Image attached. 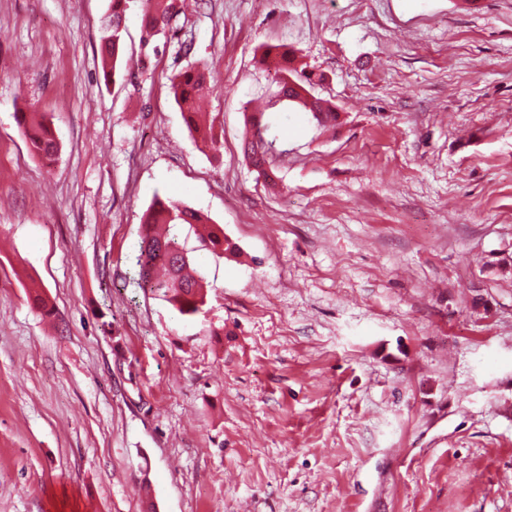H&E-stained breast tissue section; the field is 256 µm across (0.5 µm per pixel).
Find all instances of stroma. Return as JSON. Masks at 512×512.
I'll return each mask as SVG.
<instances>
[{
    "label": "stroma",
    "mask_w": 512,
    "mask_h": 512,
    "mask_svg": "<svg viewBox=\"0 0 512 512\" xmlns=\"http://www.w3.org/2000/svg\"><path fill=\"white\" fill-rule=\"evenodd\" d=\"M111 7L0 0V512H512V0H204L146 45L128 0L107 82ZM264 45L336 125L270 103ZM157 195L234 246L182 226L192 317L133 282ZM127 0H112V12L102 28L101 54L102 72L105 81L114 78L119 57L123 49V32L125 29V12ZM210 74L202 66L180 70L171 78L174 99L181 111L189 130L202 136L206 148L217 150V140L208 134L210 126L207 117L198 109V100L205 94L210 83ZM18 124L28 139L33 153L46 158L57 155L58 143L43 113L21 112ZM252 126L255 127L256 130L252 134L251 139L245 142L244 151L251 159L253 165L260 169L267 178H271L265 166L267 163V155L269 154L273 141L269 142L265 139L264 132L267 128H262L256 118L253 119Z\"/></svg>",
    "instance_id": "1"
}]
</instances>
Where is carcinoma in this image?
Listing matches in <instances>:
<instances>
[{"mask_svg": "<svg viewBox=\"0 0 512 512\" xmlns=\"http://www.w3.org/2000/svg\"><path fill=\"white\" fill-rule=\"evenodd\" d=\"M126 3L127 0H112V12L102 28V72L106 81L116 75L122 53ZM183 4L184 0H146L142 41L150 42L162 31L171 28L184 14ZM269 59L276 61L280 72L277 81L279 97L300 105L320 124L333 123L339 119L338 112L327 106L322 99L310 94L308 87L314 85L313 78L296 66L295 51L288 49L275 53L270 47L260 55L263 63ZM209 83L210 74L202 66L180 70L171 78L174 99L184 113L187 127L202 136L205 147L215 150L217 140L208 134L210 126L207 125V117L198 109V100L207 91ZM18 124L33 153L46 158L57 155L58 143L44 114L22 112ZM252 126L255 132L245 142L244 151L253 165L264 172L272 143L265 139L266 128L258 120H253ZM206 223L208 220L194 208L158 196L154 197L143 215L141 244L136 257L137 286L163 298L182 315L200 313L207 303V295L203 291L202 277L180 240L179 229L183 225ZM203 243L213 254L223 256L226 251L223 229L213 228ZM30 288L33 308L43 316H53L54 308L45 293L34 283Z\"/></svg>", "mask_w": 512, "mask_h": 512, "instance_id": "1", "label": "carcinoma"}]
</instances>
